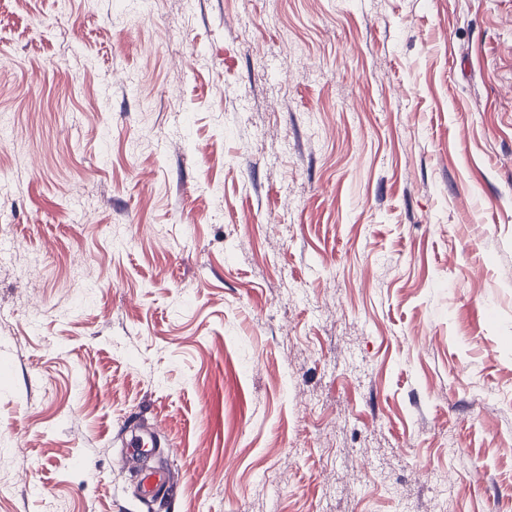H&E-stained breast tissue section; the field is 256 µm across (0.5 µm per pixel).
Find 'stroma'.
<instances>
[{"label":"stroma","instance_id":"stroma-1","mask_svg":"<svg viewBox=\"0 0 512 512\" xmlns=\"http://www.w3.org/2000/svg\"><path fill=\"white\" fill-rule=\"evenodd\" d=\"M0 512H512V0H0ZM169 485V474L162 468H153L144 472L141 487L144 497L150 501L158 499Z\"/></svg>","mask_w":512,"mask_h":512}]
</instances>
